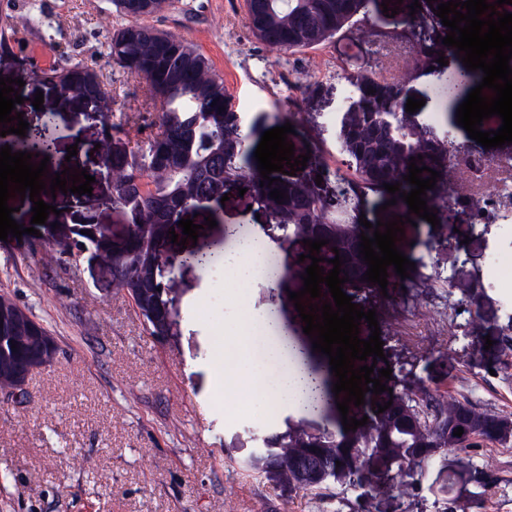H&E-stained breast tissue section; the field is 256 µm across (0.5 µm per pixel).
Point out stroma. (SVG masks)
<instances>
[{
	"instance_id": "1",
	"label": "stroma",
	"mask_w": 512,
	"mask_h": 512,
	"mask_svg": "<svg viewBox=\"0 0 512 512\" xmlns=\"http://www.w3.org/2000/svg\"><path fill=\"white\" fill-rule=\"evenodd\" d=\"M383 0H370L366 18L345 26L324 45L276 53L253 35L244 0H172L150 18V25L186 40L204 53L224 79L236 108L243 112L250 147L264 131L288 122L295 152L307 155L299 181H320L335 194L341 170L336 152V115L349 84L347 72L369 71L391 78L407 76L406 96L423 99L421 116L436 115V128L454 146L476 142L457 122L462 96L438 90L447 69L419 46L454 56L444 46L448 29L429 7L410 13L403 0L386 17ZM41 7L52 29L16 28L0 54V76L18 78L20 65L46 68L63 55L89 64L115 98L114 119L133 114L145 98L146 83L115 64L108 53L115 31L125 24L109 0H0V17ZM21 97L43 94L42 109L26 107L23 119L38 127L53 113L57 139L49 173L66 168L75 136L88 146L101 142L100 127L83 113L57 102L51 91L29 81ZM228 201L212 199L187 210L199 225L196 243H168L172 255L208 254L206 264L165 272L176 300L171 336L157 341L124 292L91 253L67 255L52 244V228L37 235L0 240V295L9 297L42 324L57 348L53 360L34 371L16 402L0 393V512H512V443L484 444L469 454L447 452L425 466L411 494L361 497L338 489L308 493L288 490L251 470L246 461L258 439L289 430L319 433L342 430L336 402L318 410L288 406L271 411L264 400L242 390L225 398L228 378L223 354H231L242 376L266 381L267 364L255 357L241 331L243 308L261 309L264 343H277L281 357L296 370L319 373L326 386L336 377L327 355L314 352L303 322L288 298L302 289L295 274L302 241L287 231L250 193L236 184L224 188ZM107 183L98 180L80 210L67 208L64 193L52 204L59 222L82 218L107 224L121 234L120 218L106 204ZM440 226L425 219L406 224L400 250L416 273H389L387 288H365L353 295L375 310L383 353L392 369L387 387L400 393L421 381L437 398L467 400L475 408L512 416V290L491 278V259L512 253V198L481 223H444L442 203H434ZM217 225L206 228V217ZM268 262L284 276L269 281L254 274L240 290L226 280L224 252L255 228ZM469 243H462V236ZM494 478L490 491L474 499L471 467Z\"/></svg>"
}]
</instances>
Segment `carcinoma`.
<instances>
[{
	"label": "carcinoma",
	"instance_id": "cac0c4a2",
	"mask_svg": "<svg viewBox=\"0 0 512 512\" xmlns=\"http://www.w3.org/2000/svg\"><path fill=\"white\" fill-rule=\"evenodd\" d=\"M368 0H245L249 26L270 51L315 48L333 39L346 25L366 14ZM115 10L129 18L109 43L112 60L131 74L142 76L163 56L166 69L146 81L145 105L158 112V131L148 140L131 147L132 127L112 121V96L95 70L88 64L66 61L47 70L23 71L25 78L47 85L64 95L80 92L84 108L98 116L103 135L101 161L112 167V206L120 208L129 228L119 245L92 220L71 224L70 240L57 242L66 253L70 241L85 246L93 254L112 258V282L134 302L150 335L159 330L161 304L166 300L158 260L170 237L171 217L203 197L224 194L229 180H243L262 201L277 210L291 234L309 238L312 224L331 225L330 246L343 238L360 237L364 227L355 223L341 202L322 199L296 183L275 182L260 186L261 176L252 169L243 115L235 109L224 88V79L215 72L210 59L185 40L161 32L144 19L163 11L168 0H153L152 9L135 13L130 0H110ZM355 138L336 143L347 167L342 179L349 201L368 191H382L384 185L401 183L402 165L427 142L432 127L424 120L412 126L389 121L386 106L375 105L371 112L354 117ZM472 152L442 158L456 171L461 183L455 201L461 212L474 222L485 211L473 203L468 192L465 168ZM285 190L279 202L270 189ZM17 344L11 348V344ZM42 347L47 360L55 355L48 331L23 309L0 296V385L9 384L16 367ZM396 405L377 414L351 433L335 432L307 438L301 434H279L264 439L271 449L270 464L283 465L285 450L302 448L295 477L298 490L317 491L331 486L348 493L357 489L359 472L347 470L349 460L362 448L386 454L392 472L412 483L434 457L421 458L424 448H447L468 453L478 442L505 444L490 428H476L468 419L455 417L458 402H438L423 384L394 396ZM461 427L462 436L453 435ZM341 466H336V462ZM327 472L321 481L311 480L314 469Z\"/></svg>",
	"mask_w": 512,
	"mask_h": 512
}]
</instances>
